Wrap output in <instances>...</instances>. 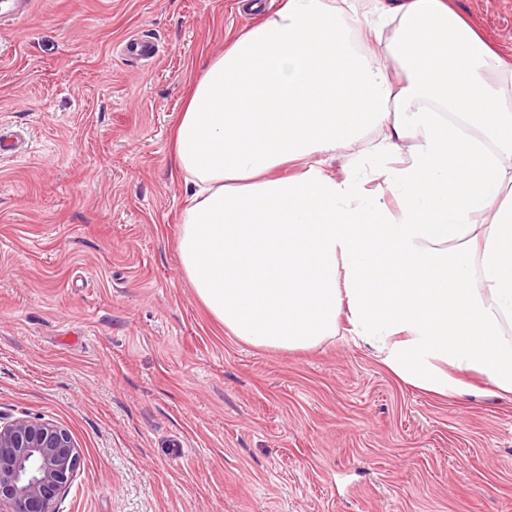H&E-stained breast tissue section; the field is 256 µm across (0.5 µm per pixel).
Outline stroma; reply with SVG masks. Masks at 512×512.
<instances>
[{
    "label": "stroma",
    "mask_w": 512,
    "mask_h": 512,
    "mask_svg": "<svg viewBox=\"0 0 512 512\" xmlns=\"http://www.w3.org/2000/svg\"><path fill=\"white\" fill-rule=\"evenodd\" d=\"M512 50V0H454ZM239 0H34L0 32V423L65 428L55 512H512V397L447 398L341 333L255 348L177 253L172 133L190 85L255 23ZM151 65L115 52L131 35Z\"/></svg>",
    "instance_id": "35a3bbf8"
}]
</instances>
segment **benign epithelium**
Segmentation results:
<instances>
[{"label": "benign epithelium", "instance_id": "1", "mask_svg": "<svg viewBox=\"0 0 512 512\" xmlns=\"http://www.w3.org/2000/svg\"><path fill=\"white\" fill-rule=\"evenodd\" d=\"M79 466L66 429L24 418L0 426V504L10 512H54Z\"/></svg>", "mask_w": 512, "mask_h": 512}]
</instances>
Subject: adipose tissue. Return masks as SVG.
Returning <instances> with one entry per match:
<instances>
[{"label": "adipose tissue", "mask_w": 512, "mask_h": 512, "mask_svg": "<svg viewBox=\"0 0 512 512\" xmlns=\"http://www.w3.org/2000/svg\"><path fill=\"white\" fill-rule=\"evenodd\" d=\"M173 163L181 269L225 333L344 327L409 386L512 395V54L452 0H282L205 62Z\"/></svg>", "instance_id": "obj_1"}]
</instances>
